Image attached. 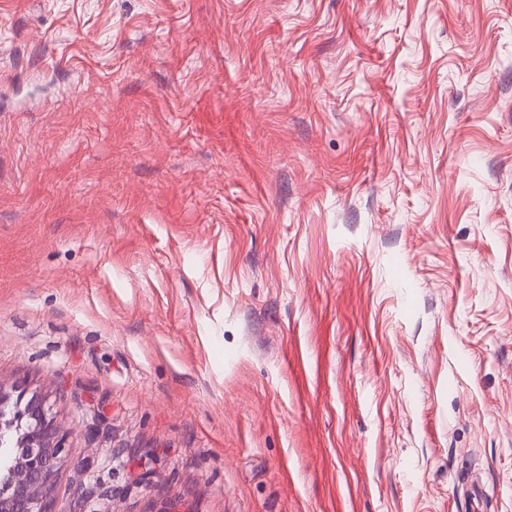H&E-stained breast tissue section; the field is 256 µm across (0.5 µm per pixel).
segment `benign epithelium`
<instances>
[{
	"label": "benign epithelium",
	"mask_w": 512,
	"mask_h": 512,
	"mask_svg": "<svg viewBox=\"0 0 512 512\" xmlns=\"http://www.w3.org/2000/svg\"><path fill=\"white\" fill-rule=\"evenodd\" d=\"M11 436L24 452L0 473V512H54L51 488L63 434L44 397L21 393L13 401L0 386V438Z\"/></svg>",
	"instance_id": "benign-epithelium-1"
}]
</instances>
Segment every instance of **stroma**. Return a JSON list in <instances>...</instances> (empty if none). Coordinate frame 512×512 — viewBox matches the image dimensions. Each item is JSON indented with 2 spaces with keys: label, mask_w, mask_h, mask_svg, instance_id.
<instances>
[{
  "label": "stroma",
  "mask_w": 512,
  "mask_h": 512,
  "mask_svg": "<svg viewBox=\"0 0 512 512\" xmlns=\"http://www.w3.org/2000/svg\"><path fill=\"white\" fill-rule=\"evenodd\" d=\"M57 512H512V0H0V386Z\"/></svg>",
  "instance_id": "35a3bbf8"
}]
</instances>
